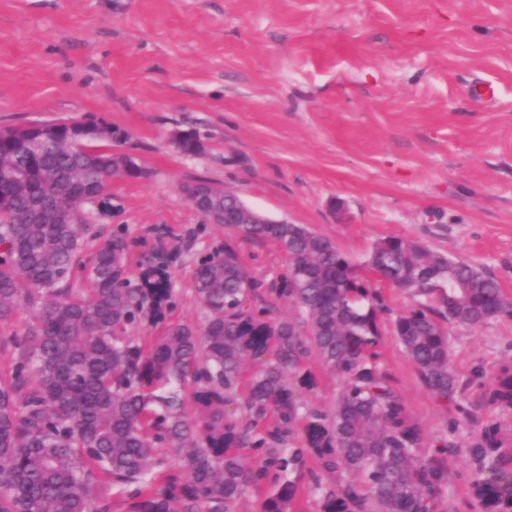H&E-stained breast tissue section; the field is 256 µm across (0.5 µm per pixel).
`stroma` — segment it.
<instances>
[{
  "label": "stroma",
  "instance_id": "obj_1",
  "mask_svg": "<svg viewBox=\"0 0 512 512\" xmlns=\"http://www.w3.org/2000/svg\"><path fill=\"white\" fill-rule=\"evenodd\" d=\"M89 114L125 130L147 172L112 179V211L89 208V231L129 241L135 281L141 239L170 228V320L203 324L193 272L236 240L189 205L195 179L354 262L404 237L512 295V0H0V125ZM191 129L205 149L189 156L171 136ZM236 242L250 274L279 286L280 249ZM375 287L381 362L419 445L448 442L438 512H512V406L488 401L512 368V318L449 326L461 388L444 407L394 333L409 293ZM306 369L312 384L290 386L329 408L340 382Z\"/></svg>",
  "mask_w": 512,
  "mask_h": 512
}]
</instances>
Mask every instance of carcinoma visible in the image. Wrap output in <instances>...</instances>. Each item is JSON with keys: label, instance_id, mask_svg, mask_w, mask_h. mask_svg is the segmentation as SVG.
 Instances as JSON below:
<instances>
[{"label": "carcinoma", "instance_id": "obj_1", "mask_svg": "<svg viewBox=\"0 0 512 512\" xmlns=\"http://www.w3.org/2000/svg\"><path fill=\"white\" fill-rule=\"evenodd\" d=\"M177 148L203 149L200 134L179 132ZM141 174L112 152V124L93 114L70 127L0 129V328L31 311L23 334L0 336V512H106L130 486L126 512H233L270 472L259 512H303L306 494L291 474L311 453L344 475L313 483L327 512H435L447 464L416 447L381 365L384 306L369 276L410 291L396 336L445 404L460 384L444 324L512 318L500 283L399 236L374 241L357 266L301 224H234L240 238L272 241L286 256L293 278L269 293L299 322L253 307L260 283L230 245L194 272L203 326L170 322L167 281L130 287L123 236L100 240L82 264L86 225L73 201ZM175 261L151 247L140 264L164 276ZM78 268L86 275L77 291ZM313 357L341 381L327 410L288 386Z\"/></svg>", "mask_w": 512, "mask_h": 512}]
</instances>
